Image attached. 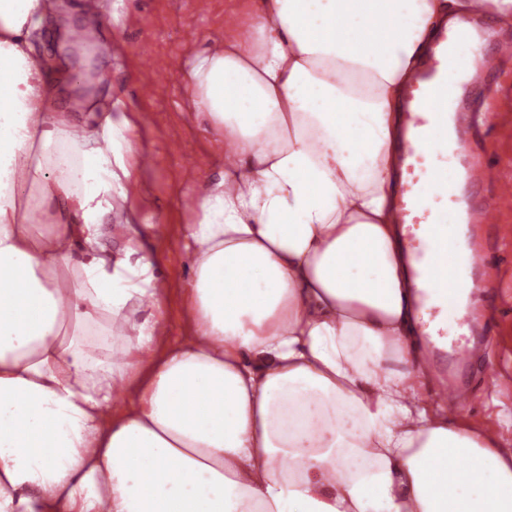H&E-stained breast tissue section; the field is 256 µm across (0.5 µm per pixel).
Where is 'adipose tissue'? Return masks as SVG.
I'll list each match as a JSON object with an SVG mask.
<instances>
[{
    "label": "adipose tissue",
    "instance_id": "1",
    "mask_svg": "<svg viewBox=\"0 0 512 512\" xmlns=\"http://www.w3.org/2000/svg\"><path fill=\"white\" fill-rule=\"evenodd\" d=\"M512 0H260L186 72L224 171L185 228L189 333L158 345L141 230L100 239L112 119L0 0V512H512L496 434L426 403L394 219L397 104L447 17Z\"/></svg>",
    "mask_w": 512,
    "mask_h": 512
}]
</instances>
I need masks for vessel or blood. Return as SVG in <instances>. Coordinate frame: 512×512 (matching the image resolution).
<instances>
[{"label":"vessel or blood","instance_id":"1","mask_svg":"<svg viewBox=\"0 0 512 512\" xmlns=\"http://www.w3.org/2000/svg\"><path fill=\"white\" fill-rule=\"evenodd\" d=\"M487 34V27L476 23L437 26L420 68L406 84L401 104L400 179L394 213L416 290L418 331L434 337L460 366L470 364L473 349L455 334L465 322L459 290L469 271L484 257L463 243L457 227L462 223L497 224L498 211L490 205H470L460 196L458 185L477 186L492 176L502 196L512 195L511 171L492 175L484 166L470 164L459 173L442 165L444 159H457L467 152L458 125V114L463 110L460 92L492 90V62L512 60V42L499 41L494 45L492 62H467L463 47L482 42Z\"/></svg>","mask_w":512,"mask_h":512}]
</instances>
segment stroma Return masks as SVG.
I'll use <instances>...</instances> for the list:
<instances>
[{
  "label": "stroma",
  "instance_id": "stroma-1",
  "mask_svg": "<svg viewBox=\"0 0 512 512\" xmlns=\"http://www.w3.org/2000/svg\"><path fill=\"white\" fill-rule=\"evenodd\" d=\"M80 2L69 0L70 21L105 49L94 57L101 77L90 88L95 105L77 118L95 130L112 103L123 109L138 152L125 156L127 196L115 201L114 211L135 224L161 226L152 241L163 290L157 334L181 336L189 327L191 304L183 232L195 221V191L224 170L223 139L207 131L202 117L189 108L186 62L204 43L232 37L228 16L246 15L253 3L208 0V10L200 12L195 0H105L101 12L92 15L80 11ZM496 81V94L482 101L491 118L471 139L472 158L512 164V111L497 109L498 96L512 94V62L500 64ZM145 85L153 86L152 96L142 95ZM473 200L501 205L498 224L472 231L476 243L493 248L500 258L499 266L473 272L482 285L473 335L486 350L471 368L455 374L434 366L424 377L422 394L431 402L443 398L451 382L466 384L470 396L459 412L461 420L499 427V412L512 411V200L499 202L498 189L489 182L474 188Z\"/></svg>",
  "mask_w": 512,
  "mask_h": 512
}]
</instances>
